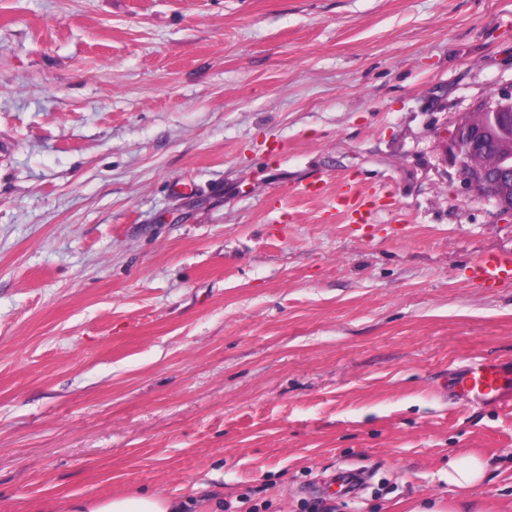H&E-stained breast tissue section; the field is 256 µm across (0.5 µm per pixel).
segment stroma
<instances>
[{
    "label": "stroma",
    "instance_id": "obj_1",
    "mask_svg": "<svg viewBox=\"0 0 512 512\" xmlns=\"http://www.w3.org/2000/svg\"><path fill=\"white\" fill-rule=\"evenodd\" d=\"M510 89L512 0H0V512H512V402L446 385L512 360L468 279L512 220L445 157ZM487 463L469 455L454 458L448 462V483L458 488L479 485L486 478ZM191 504L180 498L137 492L110 497H81L65 505L66 512H211L186 511Z\"/></svg>",
    "mask_w": 512,
    "mask_h": 512
}]
</instances>
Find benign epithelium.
I'll return each mask as SVG.
<instances>
[{
	"instance_id": "obj_1",
	"label": "benign epithelium",
	"mask_w": 512,
	"mask_h": 512,
	"mask_svg": "<svg viewBox=\"0 0 512 512\" xmlns=\"http://www.w3.org/2000/svg\"><path fill=\"white\" fill-rule=\"evenodd\" d=\"M508 104L512 105V90L497 94L493 105L481 112L482 119L467 116L458 122L449 139L446 158L452 166L460 169L461 182L468 190L492 201L500 215L512 219V206L500 203L496 195L497 187L512 181V168H502L496 162H488L490 151L486 148L487 122L505 120L506 114L502 112V107ZM461 150L466 151L474 160L484 162L479 173L461 171V163L457 158Z\"/></svg>"
}]
</instances>
